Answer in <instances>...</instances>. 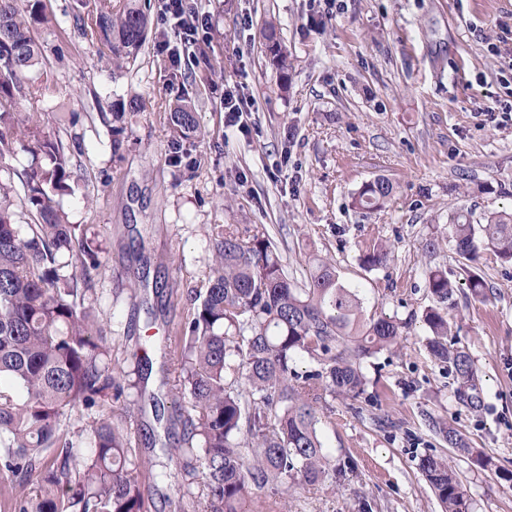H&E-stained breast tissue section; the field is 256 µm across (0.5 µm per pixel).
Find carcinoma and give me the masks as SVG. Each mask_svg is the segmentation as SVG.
Returning <instances> with one entry per match:
<instances>
[{
  "label": "carcinoma",
  "mask_w": 512,
  "mask_h": 512,
  "mask_svg": "<svg viewBox=\"0 0 512 512\" xmlns=\"http://www.w3.org/2000/svg\"><path fill=\"white\" fill-rule=\"evenodd\" d=\"M42 2L0 0V158L18 150L31 156L20 210L12 184L0 180V504L4 512H150L151 487L170 512H185L201 473L206 512H254L257 491L269 492L275 512H288L292 489L345 475L320 437L322 418L333 412L327 397L364 394L363 362L395 348L407 323L367 313L362 287L343 282L331 259L313 257L297 283L265 228L212 224L208 288L196 292L178 336L173 397L182 433L179 446L163 449L174 470L136 453L127 419L148 404L159 412L160 401L129 403L113 419L110 405L124 385L104 328L78 303L102 263L98 251L76 247L86 229L67 223L61 206L71 191L70 156L17 109L18 100L39 101L49 90L35 38L50 23ZM77 11L84 38L107 47L117 69L145 43L148 21L137 8L77 0ZM170 121L179 166L200 131L185 103L174 104ZM393 190L384 178L367 182L353 205L378 210ZM26 216L33 221L21 223ZM448 240L468 262L483 250L512 262V212L475 223L456 211ZM390 260L388 247L375 243L362 263L373 270ZM427 286L438 303L423 315L428 355L454 375L459 399L472 400L474 363L451 337L442 308L455 286L440 269L429 270ZM79 410L89 412L80 429H60L61 418ZM432 428L480 469L512 481V471L471 448L459 430L436 419ZM419 469L444 512H472L447 458L425 454Z\"/></svg>",
  "instance_id": "obj_1"
}]
</instances>
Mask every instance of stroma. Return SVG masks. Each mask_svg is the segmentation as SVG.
I'll return each instance as SVG.
<instances>
[{
  "label": "stroma",
  "instance_id": "1",
  "mask_svg": "<svg viewBox=\"0 0 512 512\" xmlns=\"http://www.w3.org/2000/svg\"><path fill=\"white\" fill-rule=\"evenodd\" d=\"M131 2L148 37L117 73L83 38L75 0H45L57 24L37 38L52 90L31 111L68 149L63 208L102 261L80 305L103 322L124 371L145 347L142 390L167 400L165 420L131 419L133 447L161 463V444L180 435L168 420L176 334L192 290L208 285L210 225H262L290 276L305 278L310 253L332 258L362 285L368 310L407 323L398 349L365 363L366 394L336 398L320 424L325 446L350 463L345 476L291 491L290 512H441L419 472L427 453L448 457L474 512H512V482L454 454L430 425L447 421L512 470V263L484 251L466 267L448 241L426 250L457 209L476 221L512 210V38L497 26L512 19V0H186L210 13L213 31L177 68L159 49L162 0ZM271 32L287 70L268 51ZM235 84L253 101L243 131L224 119ZM181 97L202 136L176 167L169 113ZM377 177L393 184L391 198L355 208L353 195ZM378 239L392 258L369 271L360 258ZM436 267L457 284L448 319L477 370L476 407L425 349ZM471 270L484 296L467 288Z\"/></svg>",
  "mask_w": 512,
  "mask_h": 512
}]
</instances>
